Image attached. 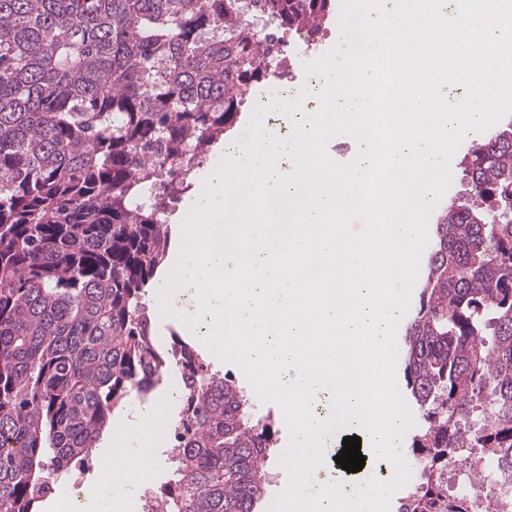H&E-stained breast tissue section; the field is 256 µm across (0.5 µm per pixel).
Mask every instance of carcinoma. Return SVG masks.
I'll return each instance as SVG.
<instances>
[{
	"label": "carcinoma",
	"instance_id": "1",
	"mask_svg": "<svg viewBox=\"0 0 512 512\" xmlns=\"http://www.w3.org/2000/svg\"><path fill=\"white\" fill-rule=\"evenodd\" d=\"M331 0H0V512H34L90 457L112 412L173 369L183 409L174 478L147 512H258L271 424L198 354L153 344L146 287L168 217L234 132L283 39ZM469 193L440 215L404 334L422 411L414 512L479 448L512 470V124L465 158ZM151 203H139L145 193Z\"/></svg>",
	"mask_w": 512,
	"mask_h": 512
}]
</instances>
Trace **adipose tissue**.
Returning a JSON list of instances; mask_svg holds the SVG:
<instances>
[{
	"label": "adipose tissue",
	"mask_w": 512,
	"mask_h": 512,
	"mask_svg": "<svg viewBox=\"0 0 512 512\" xmlns=\"http://www.w3.org/2000/svg\"><path fill=\"white\" fill-rule=\"evenodd\" d=\"M163 435L155 408L116 411L96 448L95 463L78 489H64L58 504L67 512H127L141 494V481L161 458Z\"/></svg>",
	"instance_id": "ef3b65f1"
}]
</instances>
